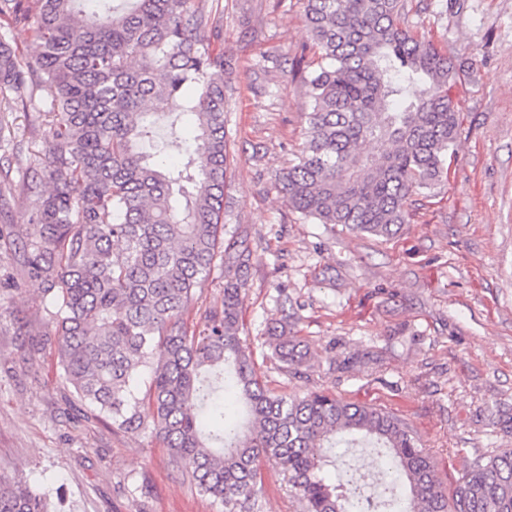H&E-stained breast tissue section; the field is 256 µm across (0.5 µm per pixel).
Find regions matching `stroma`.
Here are the masks:
<instances>
[{"label":"stroma","instance_id":"1","mask_svg":"<svg viewBox=\"0 0 512 512\" xmlns=\"http://www.w3.org/2000/svg\"><path fill=\"white\" fill-rule=\"evenodd\" d=\"M224 15L230 140L227 229L247 228L256 261L244 333L273 387L320 388L386 405L439 461L444 488L474 459L512 448V0H406L407 24L462 72L448 176L385 240L302 219L275 184L307 138L296 59L311 45L303 0H196ZM276 67L262 72L263 59ZM52 117L0 104V475H20L61 512H224L169 462L150 430H116L68 400L54 350L29 357L52 308L23 263L31 172L51 190ZM311 360L265 358L283 305ZM259 512H299L282 473L262 468Z\"/></svg>","mask_w":512,"mask_h":512}]
</instances>
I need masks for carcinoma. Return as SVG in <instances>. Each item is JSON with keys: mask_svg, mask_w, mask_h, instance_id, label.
<instances>
[{"mask_svg": "<svg viewBox=\"0 0 512 512\" xmlns=\"http://www.w3.org/2000/svg\"><path fill=\"white\" fill-rule=\"evenodd\" d=\"M0 0L27 27L32 63L0 40V98L49 102L53 189L33 193L25 262L54 312L29 352L56 349L93 416L151 429L183 479L224 512L254 509L261 464L278 468L301 512H512V449L476 459L446 491L436 457L387 407L315 389L270 387L241 338L250 235L220 236L229 169L224 25L190 0ZM404 0H305L317 67L297 60L307 140L278 175L288 206L318 224L388 239L447 175L459 108L454 52L402 21ZM139 62L131 67V61ZM188 120L195 147L155 157ZM376 144L381 150L362 151ZM224 303L188 332L183 316L215 267ZM268 360L288 371L310 353L288 323L268 326ZM151 371L144 392L136 380ZM382 449L393 482L362 496L357 475L322 476L336 449ZM0 512H55L20 477H0Z\"/></svg>", "mask_w": 512, "mask_h": 512, "instance_id": "cac0c4a2", "label": "carcinoma"}]
</instances>
